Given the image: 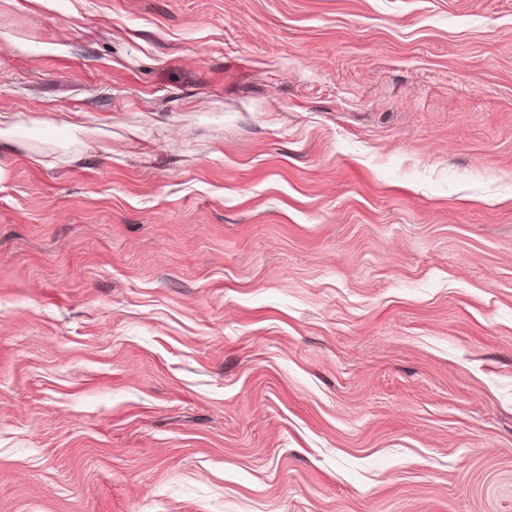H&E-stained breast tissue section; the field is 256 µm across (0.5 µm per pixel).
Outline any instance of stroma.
<instances>
[{
	"label": "stroma",
	"mask_w": 512,
	"mask_h": 512,
	"mask_svg": "<svg viewBox=\"0 0 512 512\" xmlns=\"http://www.w3.org/2000/svg\"><path fill=\"white\" fill-rule=\"evenodd\" d=\"M1 24L0 512H512V0Z\"/></svg>",
	"instance_id": "35a3bbf8"
}]
</instances>
